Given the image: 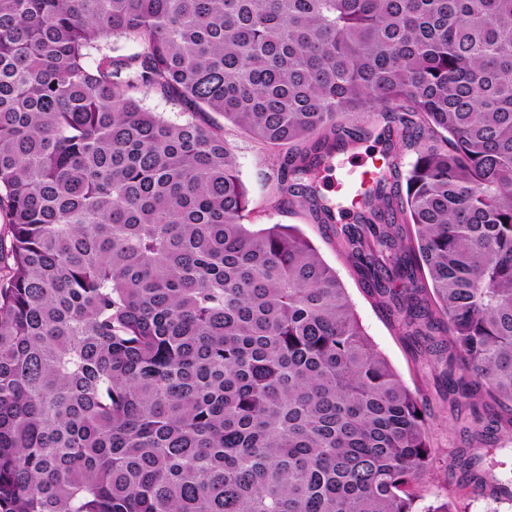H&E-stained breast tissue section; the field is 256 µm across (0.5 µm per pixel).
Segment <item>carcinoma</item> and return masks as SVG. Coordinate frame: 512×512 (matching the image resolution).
Here are the masks:
<instances>
[{"label":"carcinoma","instance_id":"carcinoma-1","mask_svg":"<svg viewBox=\"0 0 512 512\" xmlns=\"http://www.w3.org/2000/svg\"><path fill=\"white\" fill-rule=\"evenodd\" d=\"M374 114L416 158L353 268L512 412V0H0V512H415L426 409L317 248L245 223L224 139L331 224ZM381 130L378 126V131L371 139L363 140L358 143H351L345 147L344 150L337 152L334 157L329 160L327 167L322 171L318 183L319 194L325 198L326 201L336 202L342 199L341 192H336L337 183L341 181L345 172L352 168V166L360 164H371L374 160L378 168L385 164V142L384 136L376 138L377 133ZM382 154L384 160L382 159ZM383 164V165H382Z\"/></svg>","mask_w":512,"mask_h":512}]
</instances>
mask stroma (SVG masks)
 I'll return each instance as SVG.
<instances>
[{"label":"stroma","mask_w":512,"mask_h":512,"mask_svg":"<svg viewBox=\"0 0 512 512\" xmlns=\"http://www.w3.org/2000/svg\"><path fill=\"white\" fill-rule=\"evenodd\" d=\"M224 136L234 149L240 178L245 186L249 221L253 224H290L299 230L335 269L346 288L366 334L386 357L403 382L418 391L429 413L430 441L439 462L431 474L432 495L445 497L455 492L468 512H512V499L485 493L480 483L462 480L452 462L458 454L470 452L474 440L465 438V427L472 419L453 407L441 379L444 364L426 354L418 344L406 338L398 319L359 282L346 258L341 240L332 224H321L307 205L289 202L277 194L280 172L273 156L246 133L225 125ZM384 141L374 138L349 144L337 152L322 171L318 191L325 200L337 201V184L353 166L381 161ZM495 442L486 457V468L496 476L512 473V412L500 411Z\"/></svg>","instance_id":"1"}]
</instances>
